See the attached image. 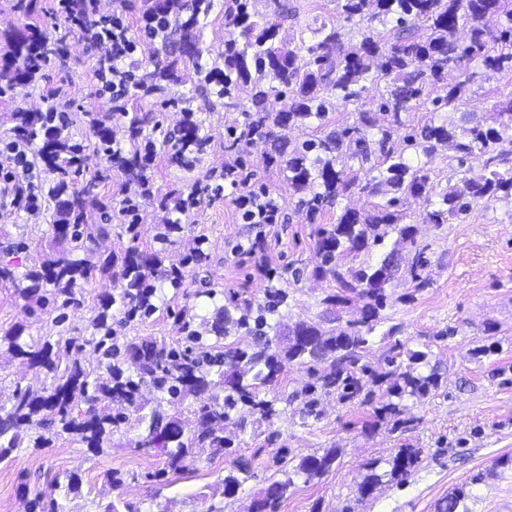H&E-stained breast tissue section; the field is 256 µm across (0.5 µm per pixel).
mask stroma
<instances>
[{
  "label": "stroma",
  "instance_id": "stroma-1",
  "mask_svg": "<svg viewBox=\"0 0 512 512\" xmlns=\"http://www.w3.org/2000/svg\"><path fill=\"white\" fill-rule=\"evenodd\" d=\"M47 0H0V61L7 47L5 33L35 24L54 30L64 39V50L50 57L36 81L0 97V139L11 136V116L18 109L42 112L50 88L67 81L72 85L70 138L84 147L83 175L96 178L95 195L107 203L112 231L94 247L106 255L134 246L156 248L162 224L171 220L161 201L171 193H189L193 184L221 171L226 156V131L241 127L246 117L239 108H224L220 99L203 92L195 72L169 92L170 103L142 97L133 91L130 114L155 113L162 125L156 135L157 156L150 167L152 193L140 201V222L128 231L120 213L125 192L134 191L124 168L95 149V140L83 121L87 112L107 109L89 79L99 50L80 42L64 21L48 20ZM193 112L210 138L207 154L187 158L183 165L167 161L165 138L177 136L185 112ZM270 147L257 144L241 148V158L251 185L266 187L277 197L285 214L283 223L271 227L263 252L282 275L280 287L287 300L273 319L280 327L305 320L324 329H342L359 318L362 304L352 300L326 315L322 300L335 293L332 277L314 276L315 229L334 224L346 209L363 210L370 200L352 194L328 204L315 223H308L278 167L269 165ZM38 190L44 200L39 213L0 215V264L24 272L40 262L51 246V225L57 203L50 196L52 176L39 169ZM235 192H209L200 206L183 216L180 232L170 236L164 251L168 263L179 264L196 239H204L203 254L185 270L182 287L162 283L158 310L150 318L117 324L119 340L165 339L182 341L181 325L200 327L221 305L244 308L265 302L266 279L257 275L256 257L240 252L254 238L251 225L242 222L234 204ZM428 206L411 205L416 238L428 242L427 264L422 274L430 285L414 291L409 281L392 280L386 287L388 304L384 327H395L394 342L402 350L429 352L438 366L441 382L422 400H410L399 420L377 419L374 410L388 400L383 384H372L373 399L366 405H342L323 399L322 415L302 420L296 406H288L273 424H254L234 440L232 453L212 455L200 451L182 473L166 468L158 450L140 451L128 436L117 435L112 447L93 454L67 437L46 448H25L12 465H0V512H27L35 491L50 489L57 478L79 477V493L70 495L69 512H96L99 501L113 495L138 505L141 512H248L254 498L276 476L284 461L332 448L336 460L330 471L312 482L296 479L280 512H436L437 503L451 490H470V512H512V204L482 202L461 222L428 224ZM110 277L95 276L77 292V304L65 311L63 322L54 314H30L12 284L0 281V336L21 325L33 336H87L98 312L101 294L115 292ZM456 330L448 339L437 334ZM494 352H486V345ZM418 450L419 462L403 480L392 479L391 461L402 448ZM247 462L248 480L234 496L223 494L224 474ZM119 472L123 483L110 490L106 478ZM379 475L370 495L359 492L365 475Z\"/></svg>",
  "mask_w": 512,
  "mask_h": 512
}]
</instances>
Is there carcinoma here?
I'll use <instances>...</instances> for the list:
<instances>
[{
  "instance_id": "1",
  "label": "carcinoma",
  "mask_w": 512,
  "mask_h": 512,
  "mask_svg": "<svg viewBox=\"0 0 512 512\" xmlns=\"http://www.w3.org/2000/svg\"><path fill=\"white\" fill-rule=\"evenodd\" d=\"M214 7L213 0H150V14L167 17L185 14L183 22L170 31L169 53L176 55L166 65H155L141 84L159 95L167 85L181 83L178 63L202 69L200 30ZM270 10L261 14L251 0H233L224 11L230 37L224 51L213 59L219 74L217 96L227 104L243 107L246 121L237 135L224 142V153L237 155L246 144H271L274 163L286 173L288 189L300 195L299 207L313 220L325 203L340 195L358 191L375 198L361 212L345 210L330 229L317 231L316 254L320 263L316 276L332 274L339 292L321 300L333 311L354 295L363 301L361 317L339 331H324L305 320L288 327L290 338L269 337L274 329L267 316L285 302L286 294L268 280V304L256 307L237 324L251 328L252 349L228 348L220 360L213 358V344L203 341L202 332L182 325L187 345L173 347L164 341H129L124 347L114 342L112 308L118 306L127 319L149 317L157 311L155 282L166 279L174 288L182 285L183 271L163 266L162 251L131 247L121 254L93 260L85 241L107 237L106 223H85V210L96 182L90 178L78 190L71 185L82 176L79 159L84 145L74 143L53 125L51 112H15L14 129L42 141L40 155L55 176L52 196L60 199L58 219L52 225L55 244L42 261L21 276L0 266V280L13 283L31 312L65 309L76 303L77 289L100 274L115 278L116 295L98 300L93 336L64 337L51 341L24 335L15 327L0 336V345L26 370H36L51 379L50 387L35 394L16 383L9 404L0 406V464L14 459L21 448H43L53 438L68 435L93 451L112 447L113 437L133 427L136 448H159L167 456V468L184 471L194 461L196 449L223 452L234 440L226 430L245 432L248 420L239 414L248 409L258 422L270 423L284 408L298 402L301 416L317 418L320 400L334 397L340 404H367L372 400L368 383L388 384L391 397L376 409L378 416L396 417L404 401L423 399L438 388L440 373L430 365L429 353L407 352L401 359V345L394 344L384 357L386 369L376 372L364 361L370 336L381 324L387 305L386 285L400 272L398 245L416 246L414 262L406 277L420 292L428 286L421 275L428 245L415 241L411 223V201L425 199L432 209L428 222L440 227L468 215L478 201L512 203V167L501 168L512 151V93L497 97L488 116L469 126H458L440 113L452 112L470 98L479 73L512 71V0H334L333 13L316 19L302 29L297 42L280 36L282 22L292 16L288 0H271ZM459 27L469 28L467 41L455 37ZM10 64L0 73L15 88L32 81V67L64 50L61 39H47L33 28L4 36ZM460 71L459 78L445 83L448 70ZM377 96L366 98L369 90ZM291 94L286 110L270 107V98ZM359 104L363 109L351 124L336 126L324 135L302 142L288 140L285 131L296 125L325 126L332 100ZM430 103L431 116L414 127L409 116ZM89 129L99 144L112 141L105 119L111 114L84 113ZM153 114L135 119L128 129L130 157L126 170L140 186L148 181L138 151L146 139L145 130ZM405 132V150L415 157L427 156L441 146L457 153V167L449 179L452 190L436 192L432 171L425 162H412L395 145ZM210 139L202 123L187 120L168 150V161L181 165L187 154L204 155ZM471 161L480 165L474 173ZM311 194H306L307 190ZM395 232V247L358 269L344 268L343 259L362 252L372 255L385 235ZM231 312L219 307L210 331L224 335ZM92 343L97 358L83 357ZM308 366L310 381L291 395L272 397L284 363ZM149 383L173 412L145 411L140 400L141 385ZM336 460V449L309 455L281 470L253 499L249 512H279L295 479L311 482L322 477ZM418 463L416 452L405 449L393 458L391 476L407 477ZM247 465L224 476L223 493L234 494L248 479ZM80 480L66 476V483L39 490L28 502L29 512H66L63 500L79 492ZM471 493L458 488L437 504V512H469L465 501Z\"/></svg>"
}]
</instances>
